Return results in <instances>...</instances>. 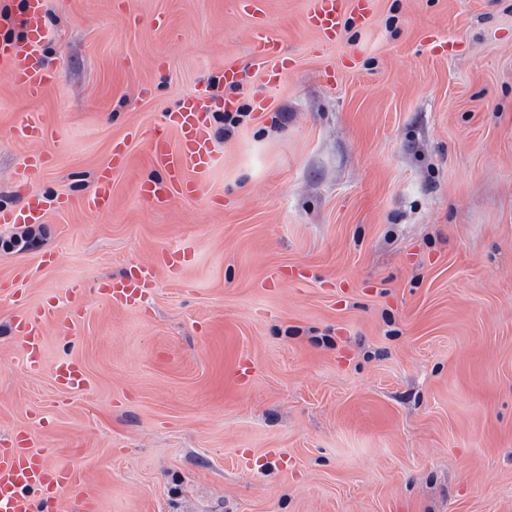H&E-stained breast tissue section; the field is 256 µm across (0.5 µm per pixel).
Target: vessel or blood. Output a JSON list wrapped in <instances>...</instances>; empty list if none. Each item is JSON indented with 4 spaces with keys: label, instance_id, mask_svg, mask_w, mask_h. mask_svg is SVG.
Instances as JSON below:
<instances>
[{
    "label": "vessel or blood",
    "instance_id": "1",
    "mask_svg": "<svg viewBox=\"0 0 512 512\" xmlns=\"http://www.w3.org/2000/svg\"><path fill=\"white\" fill-rule=\"evenodd\" d=\"M239 13L255 18L251 45V69L234 63L224 65V82L243 86L250 70L264 75L262 92L272 96L281 75L288 67L282 42L269 35L261 23L259 0H235ZM19 16L22 37L0 43V66L7 67L15 82L25 94L39 98L45 90L57 85L60 76L45 67L39 46L46 37L43 25V0H23ZM372 13L370 0H308L305 24L318 37V51L336 44L345 18L356 15L367 20ZM210 108L205 97L193 95L184 98L177 111L166 113L160 123L136 128L126 138L112 144V162L100 170L97 188L84 203L91 214H100L112 208V186L117 175L131 169L134 158L130 150L133 141L145 142L146 160L160 169L158 181L142 182L138 192L147 202L163 204L178 197H202L204 182L213 166L214 155L210 143ZM49 133L40 113L30 112L13 127L15 139L38 143ZM49 164L46 153H30L16 170L14 186L25 204L21 209H1V224H40L49 211L67 208L66 197L47 202L34 189V183ZM159 275L155 265L140 266L126 277L101 285L100 293L111 307L125 308L151 288ZM68 315L59 318L56 303L49 302L32 308L17 307L11 317L13 336L20 338L30 369L42 365L44 326L62 321L67 328H75L84 311L79 287L66 289ZM252 373L248 360L230 356L224 364V391L235 394L247 384ZM55 380L65 389L80 392L87 386L83 365L75 360L60 361L55 368ZM88 467L77 468L58 464L52 449L35 447L34 433L25 429L13 439L0 441V512H92L93 494L89 488Z\"/></svg>",
    "mask_w": 512,
    "mask_h": 512
}]
</instances>
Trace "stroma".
Segmentation results:
<instances>
[{
    "instance_id": "obj_1",
    "label": "stroma",
    "mask_w": 512,
    "mask_h": 512,
    "mask_svg": "<svg viewBox=\"0 0 512 512\" xmlns=\"http://www.w3.org/2000/svg\"><path fill=\"white\" fill-rule=\"evenodd\" d=\"M263 2L291 59L264 106L224 86L226 57L251 65L235 0H44L60 83L32 100L0 67V209L35 147L37 190L70 200L0 252V437L37 417L55 461L95 459L96 512H512V0H375L322 56L306 0ZM201 89L242 114L212 115L205 197L149 209L137 141L111 211L86 213L113 141ZM27 112L51 131L35 147L11 133ZM164 252L176 274L104 302ZM22 267L29 304L84 290L36 372L9 330ZM230 353L253 373L227 401ZM68 358L84 393L54 382ZM161 268L152 264L141 265L137 271L122 279L102 284L99 291L111 307H128L153 286ZM82 288L77 286L67 288L65 295L68 301V315L63 320L61 325L67 327L69 330H74L76 324L81 320L84 315V311L81 304Z\"/></svg>"
}]
</instances>
